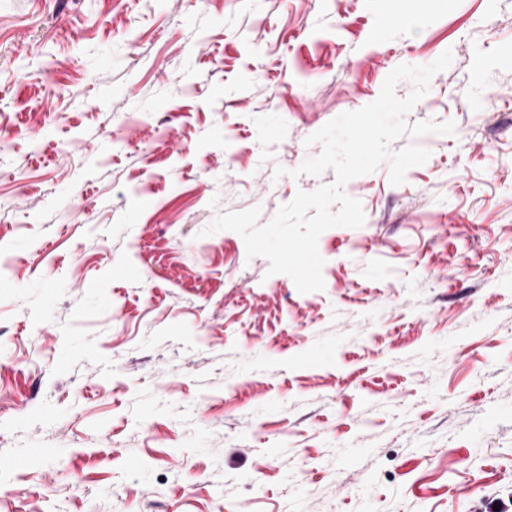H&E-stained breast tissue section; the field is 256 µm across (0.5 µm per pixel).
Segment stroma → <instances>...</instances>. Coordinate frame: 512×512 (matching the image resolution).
Listing matches in <instances>:
<instances>
[{
  "label": "stroma",
  "mask_w": 512,
  "mask_h": 512,
  "mask_svg": "<svg viewBox=\"0 0 512 512\" xmlns=\"http://www.w3.org/2000/svg\"><path fill=\"white\" fill-rule=\"evenodd\" d=\"M447 50L324 290L204 235ZM0 512H512V0H0Z\"/></svg>",
  "instance_id": "obj_1"
}]
</instances>
